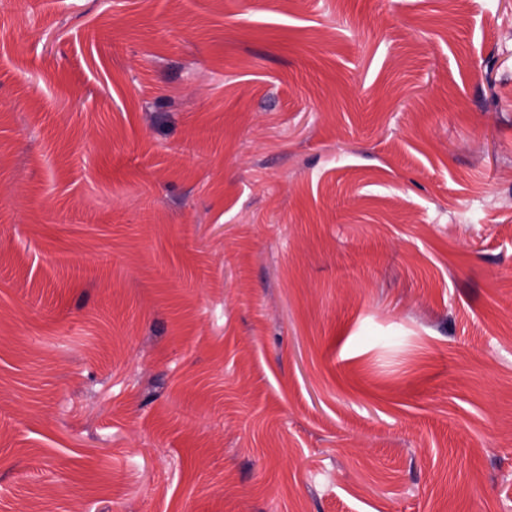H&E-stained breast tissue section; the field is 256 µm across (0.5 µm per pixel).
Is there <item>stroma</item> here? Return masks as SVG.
Returning <instances> with one entry per match:
<instances>
[{"instance_id": "1", "label": "stroma", "mask_w": 512, "mask_h": 512, "mask_svg": "<svg viewBox=\"0 0 512 512\" xmlns=\"http://www.w3.org/2000/svg\"><path fill=\"white\" fill-rule=\"evenodd\" d=\"M0 512H512V0H0Z\"/></svg>"}]
</instances>
